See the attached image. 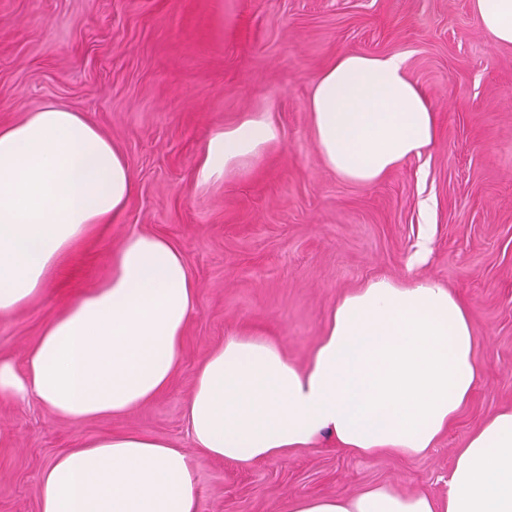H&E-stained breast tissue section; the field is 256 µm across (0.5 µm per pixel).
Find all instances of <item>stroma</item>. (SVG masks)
Masks as SVG:
<instances>
[{
  "label": "stroma",
  "mask_w": 512,
  "mask_h": 512,
  "mask_svg": "<svg viewBox=\"0 0 512 512\" xmlns=\"http://www.w3.org/2000/svg\"><path fill=\"white\" fill-rule=\"evenodd\" d=\"M343 52L402 56L436 109L431 147L370 185L336 177L313 142L311 88ZM50 101L121 149L134 190L118 222L62 258L44 296L0 318V359L22 363L132 233L167 237L201 302L170 387L128 416L75 425L33 398L0 402V512H38L57 453L123 431L189 451L198 512H283L377 484L447 496L468 436L512 409V46L482 27L473 0H0V124ZM248 112L267 113L279 141L198 184L210 135ZM375 277L438 280L469 311L483 375L435 448L363 458L325 437L243 469L193 447L186 400L226 335L270 338L306 367L337 301Z\"/></svg>",
  "instance_id": "1"
}]
</instances>
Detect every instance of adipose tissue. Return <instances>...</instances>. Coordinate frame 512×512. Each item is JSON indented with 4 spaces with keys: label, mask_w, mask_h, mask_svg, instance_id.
<instances>
[{
    "label": "adipose tissue",
    "mask_w": 512,
    "mask_h": 512,
    "mask_svg": "<svg viewBox=\"0 0 512 512\" xmlns=\"http://www.w3.org/2000/svg\"><path fill=\"white\" fill-rule=\"evenodd\" d=\"M473 2L482 26L512 46V0ZM307 109L323 164L350 182L380 181L437 136L436 111L397 55H336ZM279 138L267 114L246 113L212 133L199 182ZM133 189L127 158L83 113L49 103L0 127V317L42 296L61 258L117 220ZM199 302L180 250L131 234L108 275L46 322L22 369L0 360V400L32 397L75 424L128 415L169 388ZM475 349L469 313L447 287L375 278L337 303L307 367L272 340L227 336L187 399L189 434L210 457L245 468L325 434L358 455L416 458L478 385ZM38 512H197L195 464L185 449L135 432L92 439L42 470ZM285 512H512V410L466 440L444 502L380 485L302 496Z\"/></svg>",
    "instance_id": "ef3b65f1"
}]
</instances>
